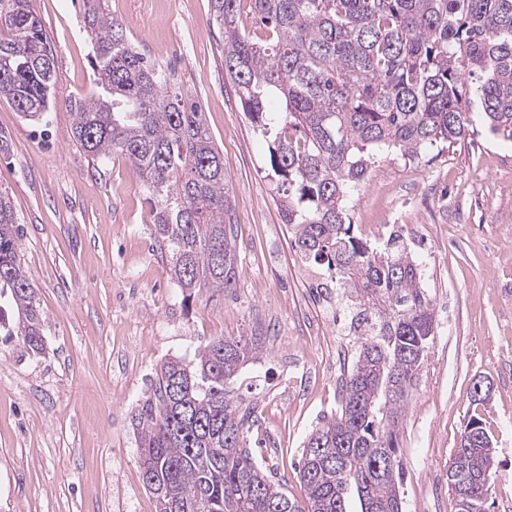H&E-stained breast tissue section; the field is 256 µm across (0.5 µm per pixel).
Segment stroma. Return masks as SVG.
Masks as SVG:
<instances>
[{
    "label": "stroma",
    "mask_w": 512,
    "mask_h": 512,
    "mask_svg": "<svg viewBox=\"0 0 512 512\" xmlns=\"http://www.w3.org/2000/svg\"><path fill=\"white\" fill-rule=\"evenodd\" d=\"M33 6L54 50L57 90L37 121L0 96V191L23 228L44 351L0 336V512H155L131 416L157 366L255 330L267 351L244 367L238 390L254 411L247 445L289 497L304 500V442L336 411L355 347L342 323L345 358L320 347L336 315L314 292L327 269L292 246L267 144L224 74L210 0L106 2L142 54L174 66L224 155L237 286L191 298L154 242L131 162L91 159L73 138V100L94 88L81 0ZM467 97L464 141L412 161L388 156L351 196L357 235L402 230L435 308V336L399 424L404 512H457L448 462L474 416L499 462L490 512H512V140L491 132L475 84ZM478 377L493 386L484 404L474 400Z\"/></svg>",
    "instance_id": "35a3bbf8"
}]
</instances>
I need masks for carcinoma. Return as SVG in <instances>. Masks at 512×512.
Returning <instances> with one entry per match:
<instances>
[{
	"mask_svg": "<svg viewBox=\"0 0 512 512\" xmlns=\"http://www.w3.org/2000/svg\"><path fill=\"white\" fill-rule=\"evenodd\" d=\"M32 0H0V96L37 120L56 85L53 50ZM224 31V72L267 142L270 176L296 252L336 273L357 358L339 408L309 433L307 502L246 448L235 384L266 351L262 337L219 336L194 359L156 368L134 410L142 482L156 512H403L397 427L434 336L432 299L398 230L376 243L353 234L350 194L378 157L416 159L462 139L470 122L459 87L481 79L491 131L512 140V0H211ZM252 15L264 36L249 31ZM97 93L76 99L73 136L94 160L127 158L152 206L154 237L189 294L235 287L238 255L224 159L201 105L146 60L105 0H85ZM21 224L0 194V328L43 350L35 289L20 258ZM448 464L458 512H489L482 476L498 472L478 418ZM322 448L329 462L317 458Z\"/></svg>",
	"mask_w": 512,
	"mask_h": 512,
	"instance_id": "1",
	"label": "carcinoma"
}]
</instances>
